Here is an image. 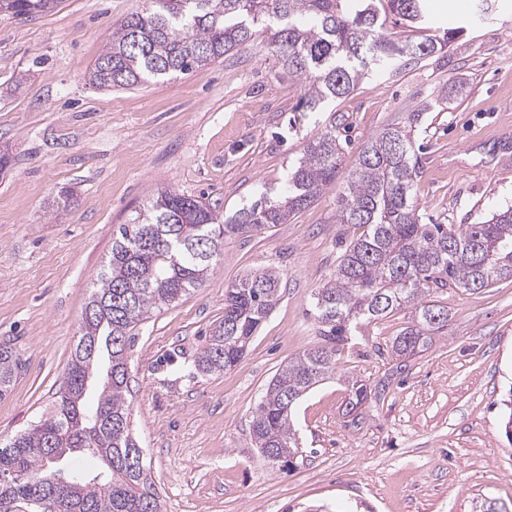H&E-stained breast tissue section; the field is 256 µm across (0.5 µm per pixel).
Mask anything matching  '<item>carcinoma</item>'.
Listing matches in <instances>:
<instances>
[{
  "label": "carcinoma",
  "mask_w": 512,
  "mask_h": 512,
  "mask_svg": "<svg viewBox=\"0 0 512 512\" xmlns=\"http://www.w3.org/2000/svg\"><path fill=\"white\" fill-rule=\"evenodd\" d=\"M147 0L112 30L88 72L98 88H130L185 75L267 34L288 75L304 83L300 107L319 112L324 103L351 94L373 72L444 51L448 30L432 33L423 0ZM62 0H0V15L20 21L54 11ZM421 33L417 40L386 33L389 15ZM342 118L330 119L288 169L287 193L260 195L221 220L210 203L163 190L118 226L111 256L81 318L79 338L54 403L24 432L0 445V512L19 499H43L61 490L66 472L46 464L52 448L98 458L102 469L83 474L69 492L68 512H164L146 469L129 456L138 442L127 401V351L136 326L190 290L211 269L224 234L261 233L285 224L314 203L339 178ZM417 158L411 130L390 124L372 136L343 181L336 223L362 229L338 257L327 280L312 291L310 314L322 345L291 358L268 384L253 412L256 448L278 457L299 453L291 412L317 384L336 375L338 355L362 328L398 311L411 321L392 341L398 358L421 352L448 331V310L434 295L448 289L483 290L512 279V207L475 224H423L414 198ZM280 300V276L249 271L224 291V319L194 360L201 374L237 366ZM21 359L0 346V396L15 380ZM96 400L87 402L91 388ZM372 389L350 385L346 412L361 408Z\"/></svg>",
  "instance_id": "obj_1"
}]
</instances>
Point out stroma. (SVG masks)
I'll return each instance as SVG.
<instances>
[{
    "label": "stroma",
    "instance_id": "stroma-1",
    "mask_svg": "<svg viewBox=\"0 0 512 512\" xmlns=\"http://www.w3.org/2000/svg\"><path fill=\"white\" fill-rule=\"evenodd\" d=\"M433 29L461 28L448 51L366 77L323 111L298 108L265 35L190 74L102 90L85 75L113 25L146 0H63L32 21L0 16V343L22 368L0 396V440L51 405L113 232L169 189L232 215L260 193L282 194L291 162L329 119L344 115L343 170L367 140L421 111L411 137L414 195L427 224H472L512 206V163L493 158L512 132V0H460ZM73 204L55 210L60 188ZM338 188L288 223L225 236L200 288L135 329L127 398L134 434L166 512H512V280L438 295L446 333L423 352L392 357L408 312L375 321L345 349L338 375L292 412L300 455L272 464L254 448L252 414L292 357L320 342L310 295L359 236L336 222ZM281 277V298L234 368L193 361L224 317V290L246 272ZM384 393L359 422L346 415L349 377Z\"/></svg>",
    "mask_w": 512,
    "mask_h": 512
}]
</instances>
